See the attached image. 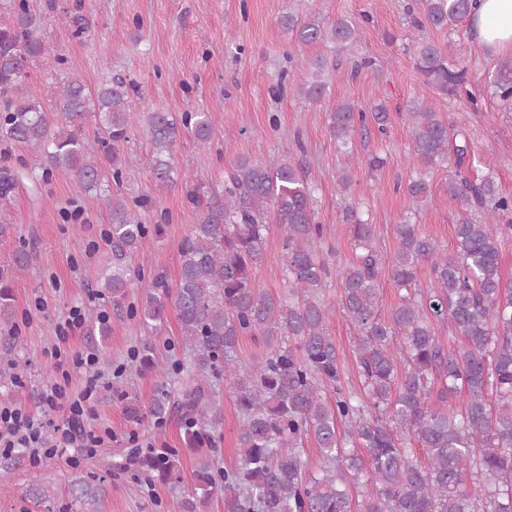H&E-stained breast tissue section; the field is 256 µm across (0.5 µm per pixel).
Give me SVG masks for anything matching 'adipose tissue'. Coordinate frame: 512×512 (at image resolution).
Here are the masks:
<instances>
[{
	"mask_svg": "<svg viewBox=\"0 0 512 512\" xmlns=\"http://www.w3.org/2000/svg\"><path fill=\"white\" fill-rule=\"evenodd\" d=\"M467 27L474 40L488 52H511L512 0H474Z\"/></svg>",
	"mask_w": 512,
	"mask_h": 512,
	"instance_id": "adipose-tissue-1",
	"label": "adipose tissue"
}]
</instances>
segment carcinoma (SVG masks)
Masks as SVG:
<instances>
[{"label":"carcinoma","instance_id":"1","mask_svg":"<svg viewBox=\"0 0 512 512\" xmlns=\"http://www.w3.org/2000/svg\"><path fill=\"white\" fill-rule=\"evenodd\" d=\"M419 2L420 15L412 6L407 11L422 28L451 30L471 9L470 0ZM3 9L11 20L0 23V139L27 148L32 162L0 176V204L26 179L34 196H41V181L59 169L99 195L112 219L105 236L112 271L102 272L99 281L119 307L125 288L144 278L132 258L149 234H163V225L151 226L142 215L155 208L156 199L140 198L135 210L112 195V185L124 183L131 172L124 148L135 125L146 121L155 149L154 180L165 190L178 175L171 163L177 136L186 132L205 147L214 119L208 112H136L137 86L118 73L88 91L62 75L64 58L41 39L43 16L31 10L29 0H0ZM61 17L72 38L92 36L95 22L81 4L62 9ZM280 25L301 45L345 49L357 38V26L346 20L286 14ZM461 56L460 45L430 41L414 51L426 82L472 100ZM42 57L58 65L51 108L26 90ZM492 86L501 100L512 101V60L498 64ZM328 87L316 74L294 91L320 101ZM329 119L338 145L347 150L359 131L385 133L390 113L381 102L365 108L338 104ZM407 121L417 165L408 195L415 201L426 196L423 172L452 158L456 171L448 194L465 217L455 225L451 254L410 219L395 226L398 248L388 273L402 296L386 319L379 314L383 261L373 245V227L354 210L346 214L355 257L338 272L339 310L356 327L357 390L344 388L339 353L327 330L324 227L308 172L290 160L242 157L223 195L207 196L200 184L187 191L190 202L204 208L179 244L178 280L172 286L163 274L153 275L139 322L154 333L174 306L190 366L176 367L186 372L180 387L160 382L150 405L136 399L124 404L133 422L179 424L186 444L198 453L194 490L183 499L182 512H203L216 492L224 498V512H353L350 484L364 474L360 512H512V292L501 285L498 249V239L512 233V197L500 193L491 177L477 181L461 171L469 158L466 135L432 106H411ZM33 167L42 178L30 173ZM272 224L282 230L286 298L256 284ZM423 263L435 281L426 291L416 276ZM29 266L25 249L0 266V326L6 330L14 326L12 282ZM432 316L453 325L464 340L461 349L448 351ZM241 336H259L265 346L248 365L237 356ZM221 374L232 382L239 412L238 463L222 473L214 468V435L223 425L216 399ZM328 390L336 394L332 405L323 396ZM458 399L462 405L455 410L450 403ZM308 435L321 453L316 474L307 472L299 448ZM409 442L425 456L414 454ZM132 463L140 464L148 480L167 483L179 454L174 448H126L115 454L112 469L122 472ZM28 492L40 504L49 501L39 475L32 476ZM71 493L81 504L98 502L104 486L77 477Z\"/></svg>","mask_w":512,"mask_h":512}]
</instances>
